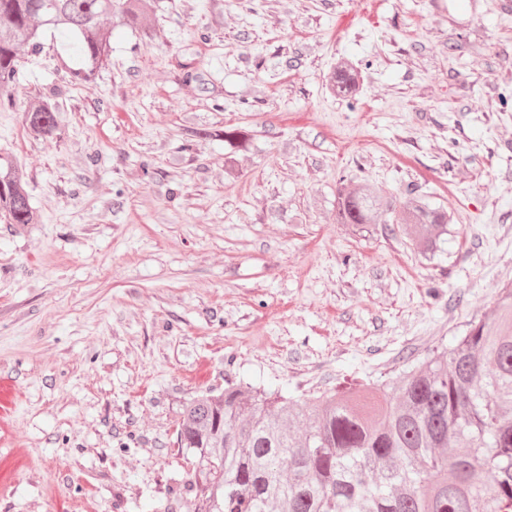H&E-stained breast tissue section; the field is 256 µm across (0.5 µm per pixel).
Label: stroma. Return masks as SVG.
<instances>
[{
	"label": "stroma",
	"instance_id": "obj_1",
	"mask_svg": "<svg viewBox=\"0 0 512 512\" xmlns=\"http://www.w3.org/2000/svg\"><path fill=\"white\" fill-rule=\"evenodd\" d=\"M42 43L0 105L40 216L0 218V512H195L186 399L394 380L512 284V0H154L79 84ZM342 177L445 243L337 223ZM328 85L336 97L353 99L360 92L362 75L360 69L347 59H339L328 76ZM25 126L44 139L53 138L59 129L58 112L48 101H37L23 113Z\"/></svg>",
	"mask_w": 512,
	"mask_h": 512
}]
</instances>
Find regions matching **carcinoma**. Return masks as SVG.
<instances>
[{
    "mask_svg": "<svg viewBox=\"0 0 512 512\" xmlns=\"http://www.w3.org/2000/svg\"><path fill=\"white\" fill-rule=\"evenodd\" d=\"M151 15L149 0H0V96L11 97L20 53L39 52L44 31L77 59L71 81L88 82L110 57L109 27L146 29ZM361 84L344 58L328 76L343 99ZM23 122L44 139L59 129L45 100ZM0 214L38 222L22 175L1 156ZM451 221L413 192L397 206L367 182L336 189V223L402 224L432 254ZM176 443L195 470L196 512H512V286L493 317L468 322L454 346L395 382L304 404L232 384L183 403Z\"/></svg>",
    "mask_w": 512,
    "mask_h": 512,
    "instance_id": "carcinoma-1",
    "label": "carcinoma"
}]
</instances>
